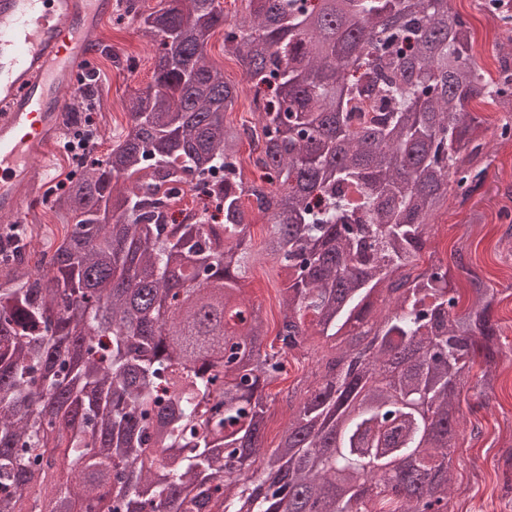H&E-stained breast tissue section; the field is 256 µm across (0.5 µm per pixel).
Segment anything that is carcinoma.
I'll return each instance as SVG.
<instances>
[{"mask_svg": "<svg viewBox=\"0 0 512 512\" xmlns=\"http://www.w3.org/2000/svg\"><path fill=\"white\" fill-rule=\"evenodd\" d=\"M244 2L120 0L115 24L157 46L127 131L53 201L58 244L0 229V512H448L455 399L477 363L478 395L497 385V291L465 242L464 310L447 264L418 267L450 183L483 184L471 103L512 133V0L480 2L508 32L495 81L451 0ZM220 27L254 89L257 180L226 122L240 89L206 56ZM84 78L73 110L104 111ZM247 199L288 270L271 352L239 298ZM312 335L333 353L268 454L266 387Z\"/></svg>", "mask_w": 512, "mask_h": 512, "instance_id": "carcinoma-1", "label": "carcinoma"}]
</instances>
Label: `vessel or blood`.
<instances>
[{
    "label": "vessel or blood",
    "instance_id": "vessel-or-blood-1",
    "mask_svg": "<svg viewBox=\"0 0 512 512\" xmlns=\"http://www.w3.org/2000/svg\"><path fill=\"white\" fill-rule=\"evenodd\" d=\"M115 0H0V220L21 223L69 129L70 94Z\"/></svg>",
    "mask_w": 512,
    "mask_h": 512
}]
</instances>
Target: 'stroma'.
<instances>
[{
  "label": "stroma",
  "instance_id": "stroma-1",
  "mask_svg": "<svg viewBox=\"0 0 512 512\" xmlns=\"http://www.w3.org/2000/svg\"><path fill=\"white\" fill-rule=\"evenodd\" d=\"M453 4L471 23L479 64L488 76H495L496 47L505 40L500 24L478 8L477 0H453ZM93 63L99 71L98 90L108 100L107 109L97 115V125L107 136L119 135L128 122L125 101L152 78L153 47L138 24L118 25L107 18L100 26V44ZM481 112L489 123L486 142L491 159L483 185L465 203L455 202L441 210L426 250L449 259L454 242L470 235L477 271L497 289L501 299L496 315L502 326L503 375L494 394L482 398L472 385L481 370L473 368L472 382L459 396L464 435L452 465L450 508L452 512H512V493L504 491L502 481L504 456L512 451V237L505 233L506 220L499 217L506 200L498 192L499 187L512 183V137H499L494 128L498 117L494 107L482 106ZM476 211L484 216L483 224L478 226L472 223ZM287 284V272L265 260L253 266L244 283V298L262 306L269 328L277 326L278 295ZM330 354L325 339L311 337L305 353L289 358L286 374L270 385L276 403L268 413L265 450H273L279 443L289 414L288 391L311 387L320 362Z\"/></svg>",
  "mask_w": 512,
  "mask_h": 512
}]
</instances>
